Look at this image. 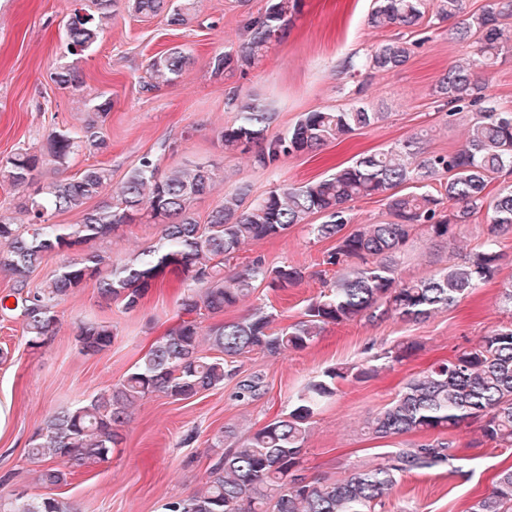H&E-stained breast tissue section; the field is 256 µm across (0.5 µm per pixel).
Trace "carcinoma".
Instances as JSON below:
<instances>
[{"label": "carcinoma", "mask_w": 512, "mask_h": 512, "mask_svg": "<svg viewBox=\"0 0 512 512\" xmlns=\"http://www.w3.org/2000/svg\"><path fill=\"white\" fill-rule=\"evenodd\" d=\"M87 8L65 17L67 49L75 60L54 73V81L78 90L85 84L78 57L89 51L114 16L117 0H89ZM194 0H128L135 14L164 15L177 27L188 20ZM300 0H268L265 10L246 20L247 41L234 53L212 58L216 75L261 60L299 11ZM512 16V0H488L478 12L465 11L464 0H373L367 26L411 30L423 23L452 22L455 38L469 43L471 57L448 65L433 88L447 107L448 122L463 118L467 136L461 148L426 152L418 138L391 143L359 156L328 177L302 186L278 187L248 208L247 192L224 197L203 224L191 208L215 183L213 170L201 165L159 171L142 157L124 180L112 185L110 169L92 166L77 177L64 175L79 150L107 148L103 132L112 101L104 94L88 100L80 125L53 131L46 152L22 149L0 160V179L24 191L21 209L27 223L0 214V272L9 276L28 344L37 347L58 322L55 308L80 288L92 285L99 298L133 310L165 272L180 277L181 312L188 316L155 344L143 362L111 388L47 418L28 443V454L51 458L41 481L48 487L67 482L70 463L92 466L107 459L122 440L121 427L130 409L152 393L187 400L224 384L237 375L236 358L255 350L270 355L305 349L323 326L350 321L374 323L388 317L421 322L472 294L498 273L501 251L497 236L512 229V112L492 103L486 76L503 50L512 47V29L502 20ZM412 43L402 38L375 44L362 66L391 71L410 59ZM190 58L174 47L152 56L150 78L172 84ZM236 120L220 132L227 152L258 147L254 162L266 168L283 156L316 150L356 130L385 119L352 105L303 114L285 134L269 136L273 115L262 104L231 98ZM50 162L58 171L47 181L35 171ZM501 179L495 194L489 184ZM110 198L89 207L106 185ZM382 197L391 220L381 224L351 223V203ZM77 211V224H54L59 213ZM487 217L488 237L475 252L421 278H405L400 254L417 231L434 244L452 245L458 227L479 214ZM319 214L320 224L306 223ZM145 218L160 225V243L132 254L120 266L94 247L123 224ZM304 225L316 241H334L323 263L336 268L328 293L308 304L303 319L275 329L274 315L258 308L242 319L209 329L216 356L199 350V326L193 315L204 309L219 314L250 297L264 283L273 291L305 279L300 267H269L257 257L232 273L227 265L247 244L275 238L292 226ZM78 255L71 257L69 253ZM63 261L44 288L30 287L31 274L49 257ZM116 333L109 322L89 321L77 328L76 340L95 355L112 345ZM373 369L341 366L327 369L288 399V412L273 419L227 449L211 467L205 488L166 504L165 512H374L400 476L431 468L454 457L452 442L442 435L473 419L481 421L483 437L500 448L512 447V322L492 330L474 346L460 351L409 378L395 398L366 423L368 435L387 439L433 432L438 437L410 448H398L380 463L342 479H309L300 474L302 452L310 435L316 406L338 391L339 380L369 377ZM262 378L237 383L236 398L260 394ZM0 512H69L55 497L19 504L0 499ZM467 512H512V469L499 473L491 493L475 500Z\"/></svg>", "instance_id": "obj_1"}]
</instances>
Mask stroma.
<instances>
[{
	"label": "stroma",
	"mask_w": 512,
	"mask_h": 512,
	"mask_svg": "<svg viewBox=\"0 0 512 512\" xmlns=\"http://www.w3.org/2000/svg\"><path fill=\"white\" fill-rule=\"evenodd\" d=\"M86 3L0 0V159L21 148L43 151L51 131L79 124L83 98L103 93L112 100L105 128L110 147L101 154L75 155L70 172L100 163L118 183L147 154L163 172L184 165L208 167L218 176L216 187L192 206L203 221L226 193L241 185L250 189L245 200L250 206L274 187L321 179L357 155L411 136H423L430 152L464 142L462 125L448 123L433 94L437 77L470 52L467 44L452 37L450 23L414 33L418 45L405 66L365 72L354 80L341 72L344 59L363 58L370 45L395 38L396 29L374 32L366 27L371 0H302L300 12L262 61L216 76L211 58L228 48L239 49L247 38V11H261L266 0H252L247 9L237 0H195L187 23L179 27L168 26L160 17L134 15L121 4L98 42L78 61L85 79L78 92L59 86L53 76L69 59L64 18ZM173 46L190 54L192 65L174 84L149 87V58ZM235 94L270 108L273 135L294 126L304 113L356 102L386 118L320 150L284 157L262 169L249 154L225 152L220 139L224 126L236 117L227 105ZM159 236V225L132 224L120 227L100 247L117 264L157 243ZM500 241L502 259L495 279L426 321L390 317L371 324H329L304 350L279 355L254 351L239 358L240 377L258 375L264 381L255 399L237 400L232 380L189 400L160 393L143 398L107 461L74 468L67 484L52 488L39 480L44 461L27 453L31 436L50 413L110 388L178 326L179 280L172 274L161 277L131 311L116 302H102L95 288L79 289L58 305L54 333L34 348L19 319L0 316V348L9 352L8 359L0 361V404L9 407L8 423L0 432V495L19 493L27 500L51 495L67 502L72 512H165L166 503L203 487L222 448L234 447L285 412L289 397L311 377L354 364L375 365L379 371L370 378L339 382L337 396L316 410L303 450V472L338 479L374 465L416 437L374 439L364 431L366 421L411 376L512 322L500 303L503 286L512 281V231ZM332 247L329 241H309L299 226L246 245L237 265L260 256L271 266L307 268L309 279L278 293L260 287L252 298L224 313L204 314L201 332L259 307L271 309L275 327L299 321L307 304L324 289L316 273ZM84 320L111 323L116 337L110 348L92 356L82 352L75 334ZM410 342L420 345L410 357L399 363L383 359L385 350ZM450 439L455 460L404 474L376 512H466L492 490L501 471L512 467V447L484 442L477 424H462Z\"/></svg>",
	"instance_id": "stroma-1"
}]
</instances>
